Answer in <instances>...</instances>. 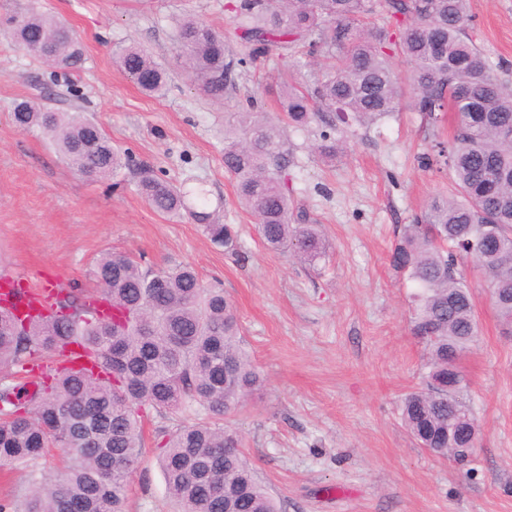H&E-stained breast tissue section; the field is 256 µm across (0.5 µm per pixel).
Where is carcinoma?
Returning <instances> with one entry per match:
<instances>
[{"instance_id": "cac0c4a2", "label": "carcinoma", "mask_w": 512, "mask_h": 512, "mask_svg": "<svg viewBox=\"0 0 512 512\" xmlns=\"http://www.w3.org/2000/svg\"><path fill=\"white\" fill-rule=\"evenodd\" d=\"M239 0L241 39L264 51L282 41L302 59L322 61L310 84L288 85L280 104L289 124L315 122L343 132L399 111L402 100L437 125L454 115L451 138L423 156L449 171L448 193L433 198L422 223L406 226L392 264L417 285L413 334L425 344V385L408 393L401 419L430 452L448 456L459 419L474 420L459 398V361L477 334L475 305L462 267L472 261L489 282L499 316L512 323V84L506 85L468 33L469 0ZM13 42L29 56L79 70L84 49L62 19L37 12L11 21ZM186 73L214 102L235 85V62L224 38L195 18L180 28ZM403 57L406 81L392 59ZM117 63L145 93L163 94L165 72L140 48L121 50ZM16 125L37 129L89 181L127 166L102 128L80 112H58L23 99ZM283 130L251 105L224 133V169L237 199L257 218L273 252L308 264L329 243L316 224L290 223ZM327 162L340 141L322 139ZM139 191L155 211L183 212L224 252H240L237 231L214 211L188 207L184 193L139 168ZM93 276L98 298L57 292L48 314L25 321L0 308V465L34 464L51 449L65 470L54 478L33 469L29 495L0 498V512H126L127 480L141 464L142 419L176 411L189 425L156 428L169 496L178 512H279L256 478L234 431L220 424L258 391L262 379L242 348L231 302L205 286L189 265L144 267L107 253ZM76 345L100 371L74 372L65 351Z\"/></svg>"}]
</instances>
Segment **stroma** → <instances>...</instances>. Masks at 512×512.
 Segmentation results:
<instances>
[{
  "instance_id": "1",
  "label": "stroma",
  "mask_w": 512,
  "mask_h": 512,
  "mask_svg": "<svg viewBox=\"0 0 512 512\" xmlns=\"http://www.w3.org/2000/svg\"><path fill=\"white\" fill-rule=\"evenodd\" d=\"M235 0H0V270L26 273L25 287L95 292L101 254L145 266L183 263L234 305L242 346L264 379L230 417L242 450L281 512H512V327L490 300L474 264L464 277L478 334L460 360L479 429L464 467L418 447L401 419L402 399L421 387L425 350L412 331L416 286L390 256L447 172L422 167L451 120L426 126L400 112L345 135L333 162L314 151L320 129L289 126L279 107L284 82L308 83L287 50L251 56L236 35ZM37 10L64 19L85 48L82 68H53L18 50L11 18ZM469 29L500 77L512 83V0H470ZM193 17L224 36L244 64L215 104L188 80L179 28ZM137 45L166 72L163 96L143 93L118 67ZM257 97L284 131L291 212L319 225L330 244L314 266L266 248L257 220L224 170V123ZM81 112L129 158L116 175L79 176L38 132L19 130L16 101ZM150 166L239 232L241 259L225 255L188 216L151 209L137 169ZM173 412L145 426L147 452L128 481L127 512H176L156 456L154 429L191 422Z\"/></svg>"
}]
</instances>
